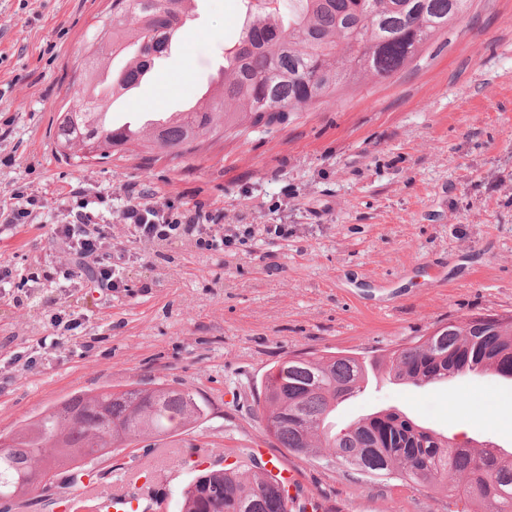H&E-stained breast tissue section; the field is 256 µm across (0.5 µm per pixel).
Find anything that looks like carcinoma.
Returning <instances> with one entry per match:
<instances>
[{"label": "carcinoma", "mask_w": 512, "mask_h": 512, "mask_svg": "<svg viewBox=\"0 0 512 512\" xmlns=\"http://www.w3.org/2000/svg\"><path fill=\"white\" fill-rule=\"evenodd\" d=\"M192 0H111L86 35L87 55L73 82L83 93L56 119L62 156L77 164L105 162L136 144L148 155L176 159L206 138L270 130L336 97L345 87L374 76L388 79L408 69L437 36L442 50L448 29L473 0H247L252 21L224 49V72L202 106L176 112L159 126L131 137L110 128L99 98V81L110 58L131 41L139 55L112 78V92L134 84L147 70L146 50L165 52L183 25ZM385 367L389 379L417 386L467 374L512 380V316L484 320L476 314L448 320L411 346L386 356L336 352L289 356L261 382L267 434L291 454L313 455L323 466L365 472L378 481H399L417 490L443 492L460 512H512V454L433 433L398 411H379L334 432L328 419L336 405L357 395L370 370ZM207 415L189 390L159 384L75 394L7 437L0 436V495L23 489L3 512L27 505L57 477L77 471L144 438L162 441ZM211 464L181 493L180 512H291L272 471L253 462Z\"/></svg>", "instance_id": "carcinoma-1"}]
</instances>
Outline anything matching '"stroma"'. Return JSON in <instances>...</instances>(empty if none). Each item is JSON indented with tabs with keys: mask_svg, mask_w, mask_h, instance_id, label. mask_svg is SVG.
I'll list each match as a JSON object with an SVG mask.
<instances>
[{
	"mask_svg": "<svg viewBox=\"0 0 512 512\" xmlns=\"http://www.w3.org/2000/svg\"><path fill=\"white\" fill-rule=\"evenodd\" d=\"M111 0H0V205L40 199L30 223H0V435L73 394L156 383L198 393L210 415L168 438L171 456L135 442L89 466L106 492L155 462L176 512L197 467L220 454L293 467L330 512H448V499L329 470L270 438L256 406L266 373L294 353L381 356L471 314L512 315V0H474L447 47L397 77L370 78L269 134L206 141L145 164L137 148L76 166L56 151L58 113L77 97L84 40ZM250 22L243 0H194L193 12L112 123L177 112L224 67ZM142 194L180 209L202 202L223 224H285L271 244L223 255L192 235L150 244L110 216L122 289L62 276L53 235L71 190ZM44 336L58 337L41 347ZM395 409L448 437L512 451V382L470 374L417 387L382 379L339 406L343 429Z\"/></svg>",
	"mask_w": 512,
	"mask_h": 512,
	"instance_id": "1",
	"label": "stroma"
}]
</instances>
